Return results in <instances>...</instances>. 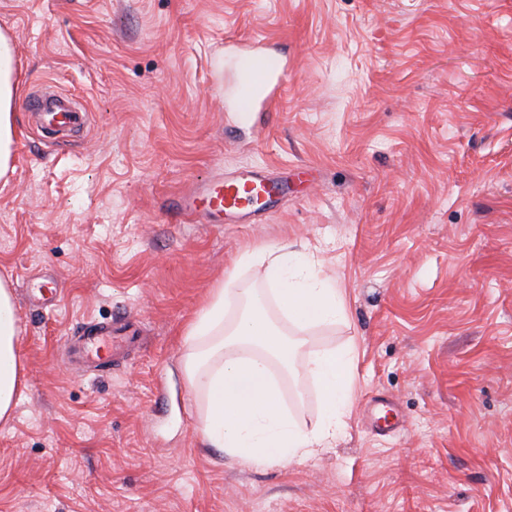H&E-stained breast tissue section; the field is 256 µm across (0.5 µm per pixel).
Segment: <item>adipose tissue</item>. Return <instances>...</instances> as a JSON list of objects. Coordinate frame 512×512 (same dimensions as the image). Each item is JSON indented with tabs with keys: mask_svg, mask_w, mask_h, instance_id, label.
<instances>
[{
	"mask_svg": "<svg viewBox=\"0 0 512 512\" xmlns=\"http://www.w3.org/2000/svg\"><path fill=\"white\" fill-rule=\"evenodd\" d=\"M17 88L15 41L0 32V176L13 158ZM238 264L266 265L267 287L235 293L224 286L212 289L184 335L186 383L207 400L201 431L211 447L244 462L287 464L310 458L328 448L345 425L352 355L316 350L298 363L297 340L268 317L266 305L276 299L289 324L299 330L330 326L345 316L342 291L320 278L300 253L284 246L244 254ZM235 305L238 315L225 324ZM20 332L10 290L0 282V422L9 419L22 385ZM298 366L314 381L322 402L321 420L310 430L280 403L276 374Z\"/></svg>",
	"mask_w": 512,
	"mask_h": 512,
	"instance_id": "adipose-tissue-1",
	"label": "adipose tissue"
}]
</instances>
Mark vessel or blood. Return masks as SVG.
I'll return each instance as SVG.
<instances>
[{
  "instance_id": "1",
  "label": "vessel or blood",
  "mask_w": 512,
  "mask_h": 512,
  "mask_svg": "<svg viewBox=\"0 0 512 512\" xmlns=\"http://www.w3.org/2000/svg\"><path fill=\"white\" fill-rule=\"evenodd\" d=\"M238 62L235 109L241 121H249L253 112L264 108L275 110L273 91L288 74L286 57L272 52L240 49ZM28 111L42 113L45 122H57L60 127L83 129L86 112L72 107L69 98L59 95L29 97L25 102ZM268 181L254 175L227 176L218 172L198 184L189 194L181 196L179 209L190 222L210 224L227 213H238L251 206L259 192L267 190ZM74 354L78 362L94 368L109 363L112 356V327L94 325L75 337Z\"/></svg>"
}]
</instances>
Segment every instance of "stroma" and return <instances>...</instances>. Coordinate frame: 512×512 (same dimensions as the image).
Here are the masks:
<instances>
[{"label": "stroma", "mask_w": 512, "mask_h": 512, "mask_svg": "<svg viewBox=\"0 0 512 512\" xmlns=\"http://www.w3.org/2000/svg\"><path fill=\"white\" fill-rule=\"evenodd\" d=\"M16 42L0 280L24 388L0 422V512H512V0H0ZM288 59L278 110L228 127L234 45ZM88 127L47 133L44 88ZM289 190L254 224H187L217 170ZM286 246L341 288L343 321L300 355L348 349L334 447L244 463L201 435L183 333L212 288L266 287L243 253ZM51 277L57 306L31 301ZM121 320L108 372L68 340ZM281 397L307 428L304 373Z\"/></svg>", "instance_id": "stroma-1"}]
</instances>
